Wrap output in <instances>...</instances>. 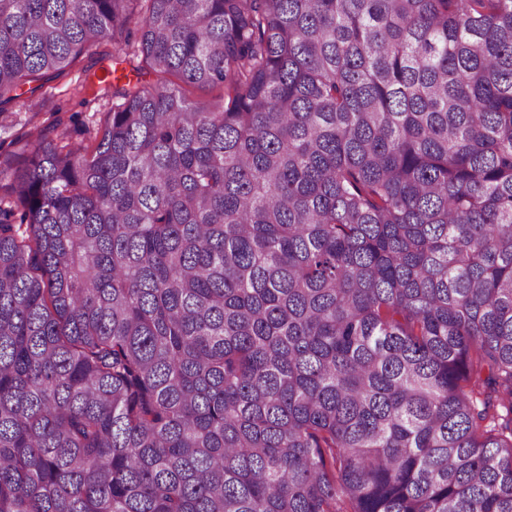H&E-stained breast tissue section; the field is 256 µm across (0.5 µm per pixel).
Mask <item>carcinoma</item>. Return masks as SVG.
<instances>
[{
	"mask_svg": "<svg viewBox=\"0 0 512 512\" xmlns=\"http://www.w3.org/2000/svg\"><path fill=\"white\" fill-rule=\"evenodd\" d=\"M111 35L0 169V512H512V0H0V120ZM112 52V37L100 47L82 57L79 63L60 76H50L42 82V87L31 94L23 93L18 100L6 107L11 113L10 124L0 128V161L2 165H18L26 156L24 146L31 137L49 125H57L58 131L67 130L73 141H80L86 128L100 124L105 113L112 107V99L93 100L73 96L72 88L79 83L86 69L98 70V52ZM28 98L38 100L40 112H32Z\"/></svg>",
	"mask_w": 512,
	"mask_h": 512,
	"instance_id": "1",
	"label": "carcinoma"
}]
</instances>
